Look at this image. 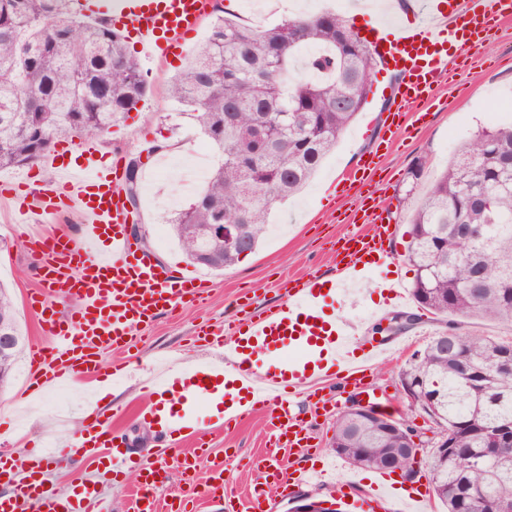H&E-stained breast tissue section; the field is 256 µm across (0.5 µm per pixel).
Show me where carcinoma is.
<instances>
[{
  "instance_id": "carcinoma-1",
  "label": "carcinoma",
  "mask_w": 512,
  "mask_h": 512,
  "mask_svg": "<svg viewBox=\"0 0 512 512\" xmlns=\"http://www.w3.org/2000/svg\"><path fill=\"white\" fill-rule=\"evenodd\" d=\"M75 0H0V169L38 162L66 137L108 131L136 107L146 82L125 37L86 19ZM315 46L320 54L296 71ZM379 64L369 42L336 12L300 14L256 28L216 17L206 40L169 87L221 160L193 202L167 219L192 263L209 252L208 269L241 259L207 236L209 224H245L248 250L266 233V218L294 196L336 148L367 104ZM143 164L131 155L125 190L140 202ZM414 205L406 260L415 270L419 308L442 323L400 381L419 385V404L435 407L448 450L428 458L431 483L446 512H502L512 499V341L461 332L472 319L512 324V123L483 127L460 145ZM18 337L0 366L11 379L24 337L0 286V324ZM336 451L366 468L413 471L417 448L386 435L351 411L336 418Z\"/></svg>"
}]
</instances>
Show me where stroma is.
<instances>
[{
    "label": "stroma",
    "instance_id": "35a3bbf8",
    "mask_svg": "<svg viewBox=\"0 0 512 512\" xmlns=\"http://www.w3.org/2000/svg\"><path fill=\"white\" fill-rule=\"evenodd\" d=\"M212 18L204 16L191 36L179 49L164 58L139 56L140 67L148 89L135 109L119 124L97 138L104 156L119 153L125 156L139 152L157 141L177 147L183 158H191L204 135L189 116L168 96V83L182 68L186 57L199 45L210 30ZM391 74L379 70L373 83V93L357 120L344 132L334 153L323 162L313 180L294 198L279 204L270 214L273 231L261 241L257 250L240 259L224 272H211L187 262L177 240L166 235L157 242L155 227L165 224L171 208L162 206L168 187L158 184L153 195L143 196L137 218L142 234L143 250L173 267L178 273L208 280L210 288L202 299L179 306L174 312L159 315L142 325L129 338V364L116 376L107 378V396L90 398L88 381L70 382L71 402L55 407L49 394L28 393L31 349L47 347L52 337L41 333L34 311L26 305L27 297L42 286L39 276L40 255L32 253L26 243L30 233L54 232L56 227L76 228L80 217L73 212L58 216L18 220L13 201L0 199V283L12 292L17 318L25 336L22 353L16 363L13 378L0 391V420L6 427L0 432V455H15L25 449L42 450L47 434H54L64 443L73 436V426L86 409H97L111 417L112 426L132 444L135 453L121 473H113L109 460L88 465L83 462L49 460L45 466V486L65 495L76 484L90 482L97 486L103 499L111 502L112 512H128V506L138 484L135 480L148 457L156 431L154 420L138 416L144 401L142 386L159 361L177 363H210L220 361L218 352L194 342L197 329L212 325L232 329L241 314L240 302L250 310L263 311L280 305L284 299L282 281L288 277L332 275L336 270L335 244L339 237L353 229L361 196L350 193L339 197L338 182L345 180L357 161L370 149L376 132L374 120L383 104V91ZM442 101L430 120L416 127L412 134L389 150L375 180L366 189L376 192L377 182H391L389 208L396 219V234L392 249L404 255L410 240V208L400 206L399 195L409 186L425 193L445 169L450 155L478 128L512 120V25L502 26L489 42L484 53L472 56L455 80L438 91ZM420 168L419 180H412V168ZM377 278H369L360 287L338 294L325 305L324 317L346 319L356 326L354 340L364 343L374 335L375 326L392 315L386 298L377 286ZM440 324L431 315H423L406 336V348L394 349L387 357L374 360L367 372L370 389L379 396L382 410L405 422L420 436H429L430 422L419 409L405 398L400 374L412 353L422 348ZM323 384L329 405L316 409L310 401L308 388L296 392V411L308 427L310 442L317 458L336 460V473L350 479L357 493H365L375 481L377 472L371 468H356L337 460L330 448L334 423L345 410L354 393L342 390L335 379L325 378ZM268 440L266 419L256 411L244 416L238 424L212 434L210 451L226 463L228 489L243 491L259 476L258 464L266 452ZM207 469L199 467L192 483L174 477L169 491L188 495V512H224V501L205 493Z\"/></svg>",
    "mask_w": 512,
    "mask_h": 512
}]
</instances>
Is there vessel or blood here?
I'll use <instances>...</instances> for the list:
<instances>
[{
	"instance_id": "vessel-or-blood-1",
	"label": "vessel or blood",
	"mask_w": 512,
	"mask_h": 512,
	"mask_svg": "<svg viewBox=\"0 0 512 512\" xmlns=\"http://www.w3.org/2000/svg\"><path fill=\"white\" fill-rule=\"evenodd\" d=\"M210 5V0H85L87 17L115 27L131 24L136 42L144 55H166L181 46L193 33ZM407 20L384 25L373 45L400 75L390 94V104L382 117L375 146L367 159L360 161L359 173L376 172L383 157L403 131L407 115H421L437 98L442 84L452 81L458 61L471 51L480 50L488 34L512 21V0H405ZM81 163L70 164L64 150H56L42 161L55 170L54 180L40 187L17 181L0 186L10 194L20 215H50L74 208L86 216L78 235L61 234L33 238V251L45 256L42 282L46 287L77 298V306L58 316L43 295L29 299L36 308L46 335L52 336L51 350L34 348L29 377L33 392H41L60 382L102 369L106 351L121 346L140 324L174 310L186 296L205 291L204 280L176 276L173 269L158 263L141 251L126 226L131 212L123 190L125 168L121 159H104L95 140L80 143ZM361 227L343 237L336 251L337 276L331 292L343 284L357 282L365 275L395 264L391 241L396 226L386 205L361 203ZM323 293L317 278H309L287 289L276 310L245 314L239 322L246 339L261 342L273 361L264 370L253 364L233 363L232 368L248 384L252 409L262 411L274 439V451L267 457L260 480L247 502L228 498L225 512H267L269 489L280 494L300 483L317 481L320 469L312 465L307 427L293 412L296 388L313 387L317 375L300 372L287 352L302 349L310 353L329 351L341 387L361 390L363 401L365 373L370 360L385 353L387 346L373 342L363 355H355L353 328L345 320L326 326L316 309ZM213 373L207 366L184 372L186 381L175 398L183 413L175 422L192 443L190 451L172 447L166 434L155 444L157 459L143 468V481L132 512H159L161 497L169 488L171 465L182 471L207 461L215 480L213 493H221L225 472L222 458L211 456L204 430L191 412L195 401L206 396V381ZM123 438L106 426L97 412H87L79 437L57 453L58 458L89 460L107 450L113 470L124 468L131 456L123 449ZM45 454L26 452L18 457L0 458V477L14 484V493L0 494V512H25L28 502L38 504L39 512H106L95 486L82 485L76 499H60L45 488L42 463ZM327 488L345 499L351 512H394V501L421 512L425 498L417 491H401L380 475L370 492L354 493L350 481L334 480Z\"/></svg>"
}]
</instances>
